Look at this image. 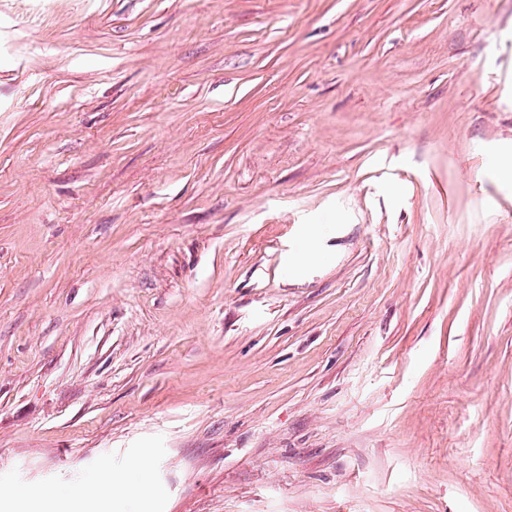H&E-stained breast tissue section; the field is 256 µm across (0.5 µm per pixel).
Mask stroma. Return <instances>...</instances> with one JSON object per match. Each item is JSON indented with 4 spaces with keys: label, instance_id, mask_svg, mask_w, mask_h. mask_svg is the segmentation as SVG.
Wrapping results in <instances>:
<instances>
[{
    "label": "stroma",
    "instance_id": "1",
    "mask_svg": "<svg viewBox=\"0 0 512 512\" xmlns=\"http://www.w3.org/2000/svg\"><path fill=\"white\" fill-rule=\"evenodd\" d=\"M504 156L512 0H0V487L512 512ZM111 489L112 494L117 492V487L112 479V471L108 467H102L88 483L70 494L75 501L85 502L104 498L108 496Z\"/></svg>",
    "mask_w": 512,
    "mask_h": 512
}]
</instances>
